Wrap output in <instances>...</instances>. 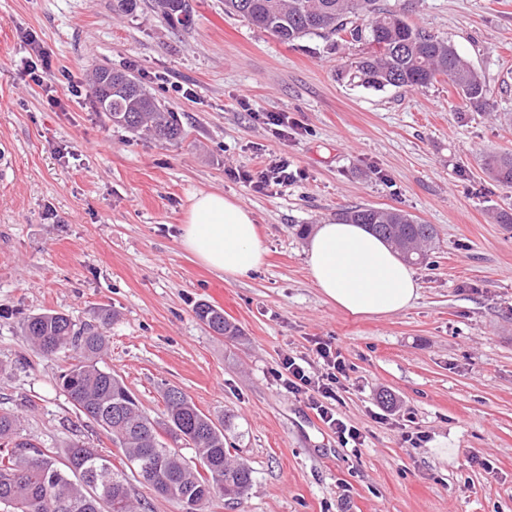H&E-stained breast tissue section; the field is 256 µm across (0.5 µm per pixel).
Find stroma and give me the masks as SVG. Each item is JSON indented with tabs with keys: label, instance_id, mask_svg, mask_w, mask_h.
<instances>
[{
	"label": "stroma",
	"instance_id": "stroma-1",
	"mask_svg": "<svg viewBox=\"0 0 512 512\" xmlns=\"http://www.w3.org/2000/svg\"><path fill=\"white\" fill-rule=\"evenodd\" d=\"M191 21L130 15L112 0H0V411L56 455L76 441L123 455L59 389L60 360L23 337L46 309L79 325L110 310L104 366L165 420L164 386L214 421L231 416L230 456L252 472L238 501L205 512H512V186L485 157L512 153V0H412L411 22L450 40L481 73L493 109L466 106L447 78L418 90L354 87L339 73L360 44L288 45L186 0ZM49 54L34 82L29 40ZM135 77L185 134L166 145L112 125L89 89L92 67ZM287 115L288 137L259 120ZM301 175L256 192L235 179L276 156ZM217 192L254 214L266 265L212 273L179 243L193 196ZM398 209L434 225L414 268V304L381 318L325 302L304 247L341 210ZM240 330L214 335L198 304ZM344 360L338 418L365 443L341 447L306 396L276 372L285 356L325 371L317 343ZM392 394V405L380 401ZM453 449L452 457L438 448Z\"/></svg>",
	"mask_w": 512,
	"mask_h": 512
}]
</instances>
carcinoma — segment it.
<instances>
[{"mask_svg":"<svg viewBox=\"0 0 512 512\" xmlns=\"http://www.w3.org/2000/svg\"><path fill=\"white\" fill-rule=\"evenodd\" d=\"M226 11L246 19L281 42L291 45L307 35L339 37L346 43H366L346 70L352 84L364 88L388 86L414 90L445 76L470 107L488 105L489 90L481 74L449 41L405 19L406 5L382 8L379 0H224ZM158 16L174 24L187 20L185 0H154ZM90 90L112 124L143 132L165 144L184 139L174 114L130 75L96 66ZM485 165L498 182L512 185V153L489 158ZM338 220L366 224L390 243L421 244L412 254L416 263L435 240V229L401 210L356 206L338 213ZM197 318L218 336H234L237 328L224 312L201 303ZM112 316L100 315V328L79 327L69 315L55 310L32 314L22 323L23 336L46 356L65 363L60 389L75 409L96 423L122 449L128 461L119 469L112 455L76 443L61 458L51 455L20 432L19 416L0 412V509L3 512H137L127 471L165 497L182 512H204L215 497L235 500L251 484V470L229 459L224 430L179 388L164 391L166 419L158 421L142 407L121 377L100 366L108 345L105 329ZM165 431L194 451L191 458L167 446Z\"/></svg>","mask_w":512,"mask_h":512,"instance_id":"cac0c4a2","label":"carcinoma"}]
</instances>
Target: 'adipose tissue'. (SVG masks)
<instances>
[{
    "instance_id": "obj_1",
    "label": "adipose tissue",
    "mask_w": 512,
    "mask_h": 512,
    "mask_svg": "<svg viewBox=\"0 0 512 512\" xmlns=\"http://www.w3.org/2000/svg\"><path fill=\"white\" fill-rule=\"evenodd\" d=\"M180 242L202 264L233 280L259 270L267 254L252 211L220 193L194 197ZM305 253L314 286L338 309L357 316H388L419 297L414 271L362 225H318Z\"/></svg>"
}]
</instances>
